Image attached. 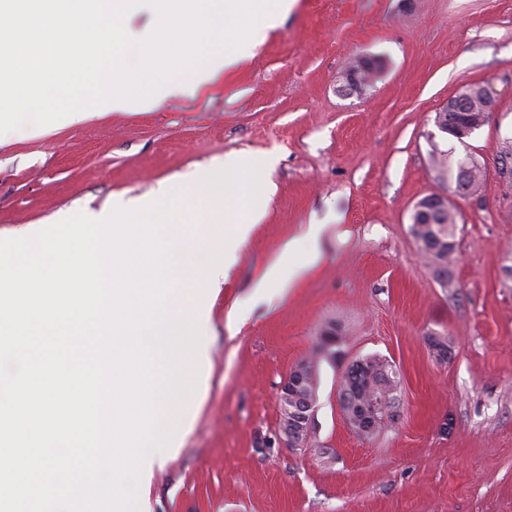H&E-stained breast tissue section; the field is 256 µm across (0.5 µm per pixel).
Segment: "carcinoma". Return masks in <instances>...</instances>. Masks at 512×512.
Returning a JSON list of instances; mask_svg holds the SVG:
<instances>
[{"label":"carcinoma","instance_id":"obj_1","mask_svg":"<svg viewBox=\"0 0 512 512\" xmlns=\"http://www.w3.org/2000/svg\"><path fill=\"white\" fill-rule=\"evenodd\" d=\"M496 107V99L489 89L480 84H471L448 100L442 109L448 121L447 135L459 142L464 141L461 131L467 126L485 125ZM466 171L463 183H458L459 173ZM484 168L471 157L457 161L448 160V182L456 184L459 192L469 193L481 184ZM457 216L453 208L442 212L433 224H417L413 235L422 251L427 254L437 271L446 274L444 285H452L451 266L457 252ZM399 377L393 366L378 356H368L353 362L345 371L339 396L346 397L347 409L355 413L369 408L376 402L386 410L393 408Z\"/></svg>","mask_w":512,"mask_h":512}]
</instances>
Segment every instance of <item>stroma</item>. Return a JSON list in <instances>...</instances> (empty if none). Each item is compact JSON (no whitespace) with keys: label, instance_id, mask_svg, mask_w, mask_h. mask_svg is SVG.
<instances>
[{"label":"stroma","instance_id":"1","mask_svg":"<svg viewBox=\"0 0 512 512\" xmlns=\"http://www.w3.org/2000/svg\"><path fill=\"white\" fill-rule=\"evenodd\" d=\"M255 34L251 56L195 94L0 139V239L169 185L217 245L224 215L197 194L198 173L242 155L268 163L266 214L223 284L187 286L210 313L207 391L187 401L179 452L154 468L142 512H512V175L499 163L512 145V0H294ZM362 56L377 75L343 95ZM471 83L496 109L456 143L435 115ZM448 148L486 177L450 197L459 245L445 288L410 215L448 189ZM274 265L304 271L258 292ZM332 328L334 356L320 349ZM372 355L400 385L394 416L364 437L338 391ZM310 358L313 433L289 448L279 389Z\"/></svg>","mask_w":512,"mask_h":512}]
</instances>
